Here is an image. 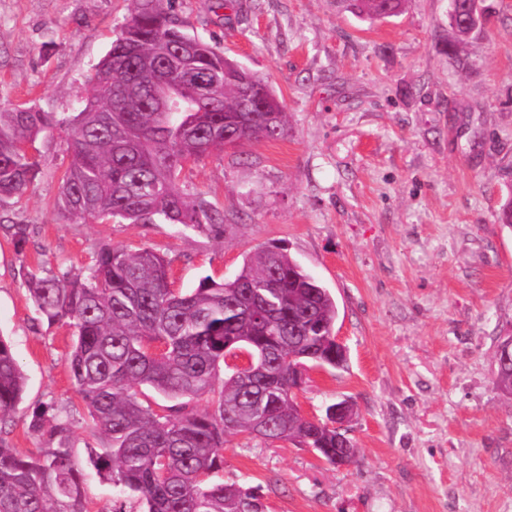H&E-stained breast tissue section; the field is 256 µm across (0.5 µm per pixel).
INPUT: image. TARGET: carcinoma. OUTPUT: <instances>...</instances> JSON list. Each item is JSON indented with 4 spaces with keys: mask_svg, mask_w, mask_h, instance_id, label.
Masks as SVG:
<instances>
[{
    "mask_svg": "<svg viewBox=\"0 0 512 512\" xmlns=\"http://www.w3.org/2000/svg\"><path fill=\"white\" fill-rule=\"evenodd\" d=\"M405 0H354L361 15L399 11ZM127 22L91 77L93 92L71 119L18 108L0 112V205L38 179L28 140L65 129L70 162L58 206L83 220L129 224L159 221L205 230L219 225L207 201L188 199L175 175L190 161L225 148L224 130L242 144L288 135L285 106L257 75L190 34L162 0H131ZM196 70L206 88L184 92L168 67L152 76L145 60ZM19 247L26 224H2ZM169 261L145 247H102L87 274L51 271L27 277L29 298L48 324L73 331L67 365L91 420L106 443L91 463L143 512H263L253 492L219 477L224 437L315 449L329 464H346L343 442L327 417L304 418L288 393L293 366L336 368L331 340L336 301L283 248L249 253L231 280L205 277L188 290L171 288ZM257 356L247 369L217 378L227 344ZM148 386L164 407L144 404ZM25 377L12 342L0 335V425L22 401ZM211 396L197 411L189 400ZM28 428L48 436L39 456H24L0 437V512H87L83 473L69 421L44 408Z\"/></svg>",
    "mask_w": 512,
    "mask_h": 512,
    "instance_id": "carcinoma-1",
    "label": "carcinoma"
}]
</instances>
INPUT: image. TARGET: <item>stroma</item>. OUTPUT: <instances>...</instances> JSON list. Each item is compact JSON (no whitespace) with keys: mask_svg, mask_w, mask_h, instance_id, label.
I'll return each instance as SVG.
<instances>
[{"mask_svg":"<svg viewBox=\"0 0 512 512\" xmlns=\"http://www.w3.org/2000/svg\"><path fill=\"white\" fill-rule=\"evenodd\" d=\"M481 27L449 56L451 0H408L367 20L350 0H171L188 31L262 77L288 113L284 139L215 151L177 185L224 216L219 232L98 223L59 210L69 140L29 146L40 179L7 209L29 227L0 236V334L26 377L0 435L40 455L33 408L71 423L80 459L90 421L67 368L70 330L35 311L41 266L77 273L106 245L150 247L177 290L232 278L280 245L336 301L344 367L309 370L297 402L320 416L347 399L357 462L330 466L291 442L224 439V477L265 512H512V395L495 352L512 335V0H483ZM129 0H0V111L75 115Z\"/></svg>","mask_w":512,"mask_h":512,"instance_id":"1","label":"stroma"}]
</instances>
